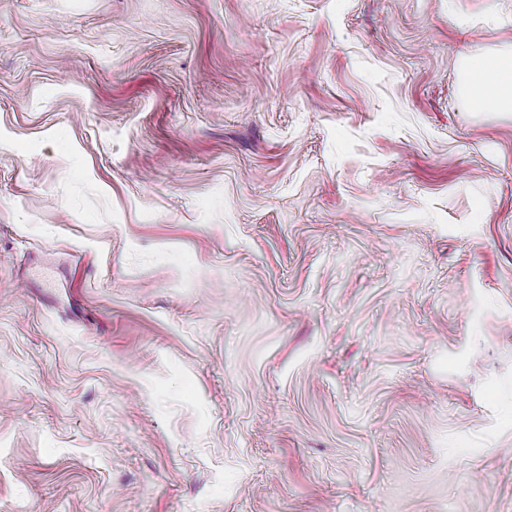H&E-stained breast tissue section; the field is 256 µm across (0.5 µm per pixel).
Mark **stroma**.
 <instances>
[{"label": "stroma", "instance_id": "1", "mask_svg": "<svg viewBox=\"0 0 512 512\" xmlns=\"http://www.w3.org/2000/svg\"><path fill=\"white\" fill-rule=\"evenodd\" d=\"M512 0L0 6V512H512ZM464 98L486 112H512V53L476 55L465 66Z\"/></svg>", "mask_w": 512, "mask_h": 512}]
</instances>
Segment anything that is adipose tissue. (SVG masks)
Wrapping results in <instances>:
<instances>
[{
  "label": "adipose tissue",
  "mask_w": 512,
  "mask_h": 512,
  "mask_svg": "<svg viewBox=\"0 0 512 512\" xmlns=\"http://www.w3.org/2000/svg\"><path fill=\"white\" fill-rule=\"evenodd\" d=\"M464 97L486 112H512V53L471 58L465 66Z\"/></svg>",
  "instance_id": "1"
}]
</instances>
